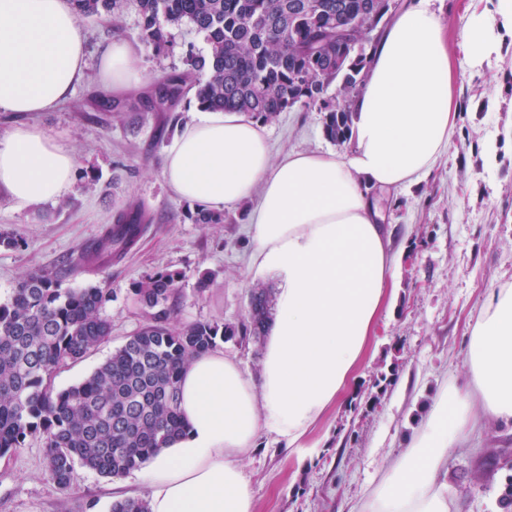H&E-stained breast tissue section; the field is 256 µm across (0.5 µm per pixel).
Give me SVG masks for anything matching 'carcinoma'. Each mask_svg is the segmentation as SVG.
Wrapping results in <instances>:
<instances>
[{"label": "carcinoma", "mask_w": 512, "mask_h": 512, "mask_svg": "<svg viewBox=\"0 0 512 512\" xmlns=\"http://www.w3.org/2000/svg\"><path fill=\"white\" fill-rule=\"evenodd\" d=\"M129 0H70L79 19L108 17L117 26ZM139 38L156 53L174 50L170 29L192 26L206 51L188 47L183 68L153 83L137 101L107 102L117 111L146 103L173 112L194 91L198 107L238 112L270 121L294 108L324 112L325 136L346 141L351 107L366 76L371 53H357L336 37L320 33L353 16L383 19L395 0H134ZM342 58L336 66V57ZM341 82L344 102L327 98ZM195 224H222L224 212L198 208ZM141 210L130 205L90 242L83 258L94 266L121 259L142 235ZM182 274L157 272L134 289L151 310L150 321L130 336L88 377L64 389L53 378L111 336L101 316L110 295L94 286L63 288L53 272L27 274L0 304V457L38 435L49 478L70 487L76 465L104 477L141 468L154 453L185 434L179 408V377L190 360L216 345L217 337L258 340L272 318V290L256 287L248 316L222 326L194 322L173 326L174 288ZM111 512H148L145 499L112 503Z\"/></svg>", "instance_id": "cac0c4a2"}]
</instances>
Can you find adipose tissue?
<instances>
[{
  "label": "adipose tissue",
  "instance_id": "1",
  "mask_svg": "<svg viewBox=\"0 0 512 512\" xmlns=\"http://www.w3.org/2000/svg\"><path fill=\"white\" fill-rule=\"evenodd\" d=\"M512 31V0L472 13L465 62L480 71ZM135 47L117 40L99 63L121 96L145 81ZM79 22L67 0H0V110L44 112L64 102L85 69ZM452 74L431 0H406L352 105L350 152L294 151L272 161L261 121L200 111L173 137L163 176L191 205L252 203L249 270L276 275L275 316L259 378L219 351L184 368L185 436L142 467L149 512H256L243 460L266 434L300 447L344 398L362 361L396 262L391 232L369 190H399L448 149ZM75 154L39 127L0 133V189L17 206L60 198ZM472 387L443 388L408 450L358 512H451L448 451L465 448L484 415L512 421V288L488 295L466 349ZM483 415V416H484Z\"/></svg>",
  "mask_w": 512,
  "mask_h": 512
}]
</instances>
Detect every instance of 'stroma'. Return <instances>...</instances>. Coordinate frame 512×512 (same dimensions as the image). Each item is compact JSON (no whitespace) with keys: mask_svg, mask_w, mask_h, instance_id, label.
Returning <instances> with one entry per match:
<instances>
[{"mask_svg":"<svg viewBox=\"0 0 512 512\" xmlns=\"http://www.w3.org/2000/svg\"><path fill=\"white\" fill-rule=\"evenodd\" d=\"M488 0H434L453 73L455 124L447 153L411 187L373 190L398 250L387 303L343 402L307 435L303 447L285 448L261 436L244 462L257 512H357L387 464L402 455L424 405L443 386L472 381L464 362L472 328L488 293L512 286V36L481 72L462 66V33L473 9ZM87 64L71 96L44 112L0 111V131L35 125L71 149L77 177L61 198L19 208L0 189V304L35 270L64 269L62 285H95L111 296L102 311L112 334L95 352L58 370L56 388L87 377L148 318L136 284L159 271L182 278L171 321L224 324L242 320L255 282L248 269L251 244L246 207L229 208L220 224L186 219L163 174L166 145L197 107L186 94L175 112H110L100 84L99 56L116 39L137 44L148 80L181 68L180 48L204 50L191 26L174 29L178 52L156 54L140 44L139 15L126 10L120 29L98 17L80 22ZM272 159L290 151L343 153L348 143L326 138L323 115L292 109L266 123ZM149 218L137 246L112 266L86 267L83 249L128 202ZM206 288H199V281ZM512 453V423L486 421L470 449L448 454L454 512H496L507 469L486 470L491 454ZM111 478L76 467L69 489L45 472L44 445L28 438L0 457V512H110Z\"/></svg>","mask_w":512,"mask_h":512,"instance_id":"stroma-1","label":"stroma"}]
</instances>
